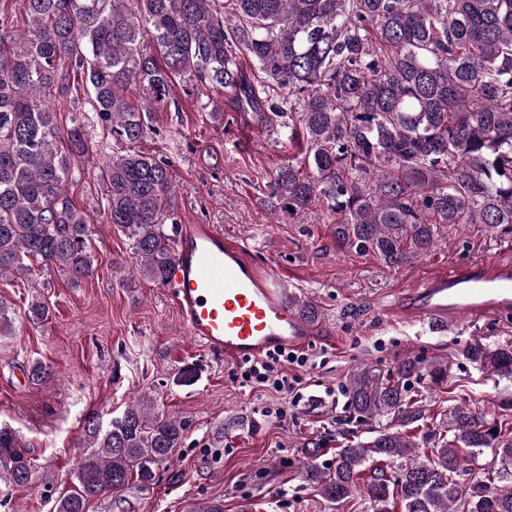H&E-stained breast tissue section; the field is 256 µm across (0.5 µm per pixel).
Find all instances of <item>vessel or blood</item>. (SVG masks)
<instances>
[{
  "mask_svg": "<svg viewBox=\"0 0 512 512\" xmlns=\"http://www.w3.org/2000/svg\"><path fill=\"white\" fill-rule=\"evenodd\" d=\"M274 267V257L254 260L223 227L182 224L165 288L189 336L224 359L305 347L316 330L284 299ZM401 315L436 329L460 317H511L512 260L439 269L412 290Z\"/></svg>",
  "mask_w": 512,
  "mask_h": 512,
  "instance_id": "vessel-or-blood-1",
  "label": "vessel or blood"
}]
</instances>
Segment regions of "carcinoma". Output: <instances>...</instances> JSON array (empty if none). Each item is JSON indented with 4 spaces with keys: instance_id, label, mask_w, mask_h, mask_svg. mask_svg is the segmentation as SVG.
<instances>
[{
    "instance_id": "obj_1",
    "label": "carcinoma",
    "mask_w": 512,
    "mask_h": 512,
    "mask_svg": "<svg viewBox=\"0 0 512 512\" xmlns=\"http://www.w3.org/2000/svg\"><path fill=\"white\" fill-rule=\"evenodd\" d=\"M21 42L0 15V277L32 263L74 283L90 276L87 217L68 195L72 162L87 149L83 111L60 124L54 90L89 97L96 125L121 144L98 161L105 214L132 243L136 273L166 283L175 252L171 163L140 148L174 82L198 92L220 86L268 132L290 131L298 152L281 164L269 195L290 215L318 206L336 214L338 239L401 263L430 251L438 224H485L512 233V0H21ZM249 57L262 105L240 66ZM79 72L71 82L70 71ZM141 91L134 103L129 90ZM49 315L34 299L25 318ZM15 309L0 300V335L16 332ZM491 357L512 374V348ZM362 412L407 416L404 391L374 393L354 383ZM192 422L140 394L103 424L83 420L86 450L72 489L54 512H87L90 501L148 484L182 447ZM448 430L430 451L388 428L336 449L312 451L305 480L336 507L351 502L367 463L371 512H512V433L467 405L448 411ZM494 451L491 476L470 478L464 453ZM392 465L387 475L382 465ZM34 461L0 425V479L24 488Z\"/></svg>"
}]
</instances>
